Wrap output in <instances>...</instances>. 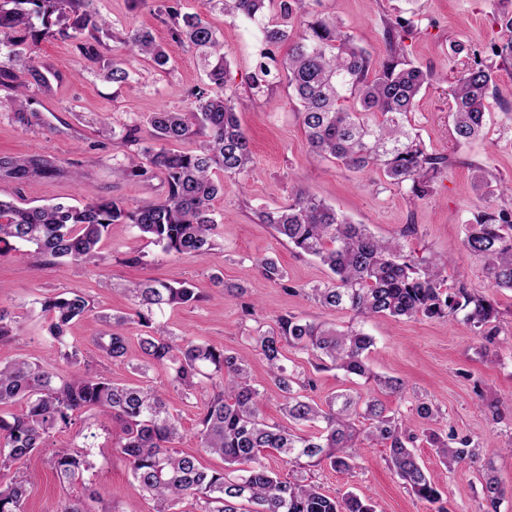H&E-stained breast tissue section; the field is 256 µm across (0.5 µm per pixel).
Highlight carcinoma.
Instances as JSON below:
<instances>
[{"label":"carcinoma","mask_w":512,"mask_h":512,"mask_svg":"<svg viewBox=\"0 0 512 512\" xmlns=\"http://www.w3.org/2000/svg\"><path fill=\"white\" fill-rule=\"evenodd\" d=\"M93 2L0 0V85L14 86L8 106L19 121L29 124L35 113L24 112L29 85L17 82L18 74L28 73L40 90L51 89L48 77L32 64L27 43L36 19L42 34L71 41L89 61L103 63L107 77L120 86L130 83L133 57L150 60L159 70L169 63L151 30L118 29L101 17ZM209 2L226 17L262 23L266 45L289 43L288 56L271 61L276 70L286 73L317 156L336 160L349 170H373L397 186L407 184L417 199L432 192L448 157L428 152L411 124L417 97L435 75L404 58L406 20L397 17L386 24L388 58L376 68L339 21L310 16L307 0H276L281 18L298 20L294 32L279 23L263 22L268 0ZM498 2L496 21L503 38L492 52L501 62L512 63V0ZM158 15L172 40L195 54L212 85L191 91L189 112L151 113L147 124L153 144L127 156L120 168L130 178L160 176L165 196L133 210L110 198L79 206L30 207L0 199V258L13 244L23 243L35 246L34 256L43 264L60 259L94 264L111 224L135 225L167 254L206 257L215 248L218 220L213 201L224 193V183L214 175L219 171L239 175L251 169V143L238 122L234 95L225 92L228 64L217 30L199 16L182 13L180 0H164ZM109 40L116 49L107 44ZM470 56L469 66L450 89V116L459 141L483 133L494 82L493 65L477 50ZM272 70L266 63L258 66L248 82L251 95L269 91ZM198 133L206 139L192 151L166 147ZM6 169L17 179L54 173L52 166L33 159L10 160ZM258 218L299 253L319 258L330 269L331 279L311 287L309 293L327 309L347 311L356 318L425 316L450 324L460 320L477 336L489 340L495 335L494 304L461 281L446 285L443 273L456 262L452 255L430 261L405 256L401 239L379 238L366 225L351 223L303 191L296 192L287 206L261 211ZM462 244L467 254L484 261L493 287L512 289V211L478 214L466 224ZM256 265L266 279L288 282L287 271L276 260L263 257ZM128 293L131 313L112 317L107 329L93 338L94 344L112 360L124 361L125 326L135 322L142 328L135 370L145 375L156 366L164 367L173 390L185 399L195 395L202 379L211 381L213 394L197 403V439L202 451L224 459V469H208L197 457L177 451L183 437L181 423L165 392L150 385L115 384L80 371L60 377L37 360L23 359L0 365V408L24 404L19 414L0 413V477L89 408L98 409L119 428L118 444L132 483L157 500V512H179L187 498L195 501L197 512H375L369 498L350 491L330 495L302 476L324 462L338 473H351L366 441L386 448L388 465L405 487L434 505L441 502L442 492L418 462L417 440L425 438L450 470L477 458L469 437L452 434L446 439L430 427L418 434L402 418L387 413L377 398L362 402L342 392L319 404L306 395L316 387L314 375L287 367L290 351L313 359L317 372L333 368L381 391H403L401 382L373 373L366 364L374 339L361 327L342 331L286 312L277 315L273 325L254 330V350L267 363L270 381L284 399V421L269 422L260 413L262 393L251 380L244 357L180 338L161 321L166 309L195 305L204 299L202 294L185 283L174 286L161 280L135 284ZM40 305L49 320V335L65 348L64 358L78 363L79 349L68 343V333L90 310L89 299L69 289ZM15 328L13 313L0 307V342L10 339ZM360 418L362 428L357 424ZM268 451L278 454L289 473L268 469L263 463ZM52 468L61 484L83 483L90 463L82 452L63 447L53 457ZM482 491L486 512H497L504 496L497 478L485 474ZM28 496L24 476L0 480V512H25ZM98 499L99 493L91 490L87 500L66 502L57 512H91L88 502Z\"/></svg>","instance_id":"obj_1"}]
</instances>
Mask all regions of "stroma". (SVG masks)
Returning <instances> with one entry per match:
<instances>
[{"label":"stroma","instance_id":"obj_1","mask_svg":"<svg viewBox=\"0 0 512 512\" xmlns=\"http://www.w3.org/2000/svg\"><path fill=\"white\" fill-rule=\"evenodd\" d=\"M159 4L160 0H143L135 7L130 0H96L98 12L117 26L152 30L169 55L163 71L150 60H133L131 82L124 86L112 84L103 66L91 63L71 42L45 36L34 45L35 65L59 72L60 78L53 81L51 92H30L26 109L37 113L38 124L26 126L16 121L13 112H0V161L44 159L57 172L20 181L0 170V198L42 205L114 197L133 208L163 197L160 178L131 180L117 171L128 149L112 134L113 128L145 121L160 109L188 111L190 90L207 81L194 55L170 39L157 15ZM308 9L339 20L377 63L387 55L383 38L387 20L399 16L411 21L404 41L407 59L440 77L420 93L411 120L427 151L448 157L433 193L414 201L407 186L390 184L378 173L351 171L336 161L317 158L287 79L278 80L262 97L248 89L264 48L257 29L213 10L208 0H182L183 12L206 17L224 41L227 90L238 99L237 116L253 152V172L225 178L224 193L214 203L221 216L218 245L204 258L168 255L131 224L110 227L102 242V259L95 266L67 261L43 266L33 258L31 246L18 245L0 258V307L17 317L13 337L0 342V364L35 356L60 375H69L73 366L60 357L57 344L48 337V320L40 303L62 290L78 289L89 296L93 310L72 326L69 336L87 357L91 373L117 384H135L145 376L155 386H166L164 369L153 368L144 376L134 369L139 358L137 326L127 332L129 350L122 362L98 351L92 337L105 329L103 315L129 313L123 292L129 283L147 278L188 281L204 300L167 309L164 319L169 327L179 336L246 356L252 377L262 385L264 417L281 419L283 398L268 383L265 364L247 343L249 330L285 311L310 321L332 322L340 329L352 321L351 313L324 309L305 295L307 288L328 280L329 270L315 257L297 253L255 216L256 211L288 205L300 189L331 204L352 223L367 225L376 236L403 237L406 252L416 257L454 255L457 262L446 272L448 284L464 280L498 310V336L491 344L461 323L425 317L366 319L362 327L375 339L367 356L369 367L376 374L403 380L404 391L380 394L363 379L331 370L317 373L313 399L321 403L344 391L364 400L377 395L416 431L423 425L415 412L416 401L428 400L440 413L436 431L470 436L479 453L477 462L449 470L428 443L417 441L418 460L443 490L447 512H485L482 475L489 468L506 490L497 512H512V453L503 447L512 434V290L492 287L484 262L462 251L467 220L490 208L512 210V197L497 191L498 180L512 182V65L494 68L483 137L457 144L448 102L450 84L460 76L464 61L452 53L451 44L475 47L488 59L492 45L502 39L492 2L310 0ZM482 175L487 176V184H479ZM409 225L414 228L410 235L404 232ZM133 252L141 253L140 264H128ZM266 256L287 271V284L261 275L255 262ZM217 274L243 285L246 295L222 296L212 281ZM89 432L96 438L88 456V486L60 485L50 466L55 448H82L83 436ZM118 437V427L96 410L80 413L70 428L56 432L20 465L29 482L25 512H55L65 501L85 498L90 487L100 494L92 512H156L154 500L132 486ZM386 454V448L368 442L353 475L339 474L325 464L311 477L327 493L350 490L371 498L376 512H430V504L412 496L389 468Z\"/></svg>","mask_w":512,"mask_h":512}]
</instances>
